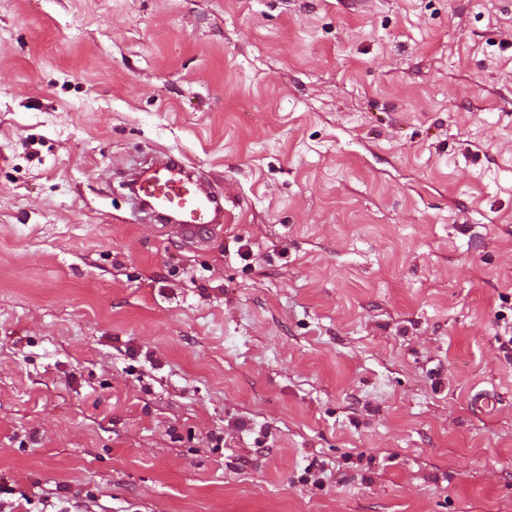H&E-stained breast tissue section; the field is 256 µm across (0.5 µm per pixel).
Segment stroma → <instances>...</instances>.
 <instances>
[{"mask_svg":"<svg viewBox=\"0 0 512 512\" xmlns=\"http://www.w3.org/2000/svg\"><path fill=\"white\" fill-rule=\"evenodd\" d=\"M510 336L512 0H0V512H512ZM170 159L141 181L139 194L155 202L157 209L151 212L162 228L174 226L183 238L202 244L208 231L224 222L222 190L195 179L187 157ZM168 212L178 214L179 222L163 220L161 214Z\"/></svg>","mask_w":512,"mask_h":512,"instance_id":"obj_1","label":"stroma"}]
</instances>
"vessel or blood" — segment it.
<instances>
[{
  "instance_id": "obj_1",
  "label": "vessel or blood",
  "mask_w": 512,
  "mask_h": 512,
  "mask_svg": "<svg viewBox=\"0 0 512 512\" xmlns=\"http://www.w3.org/2000/svg\"><path fill=\"white\" fill-rule=\"evenodd\" d=\"M139 194L153 200L158 213L178 214V232L192 242L203 243L208 231L224 221L221 190L195 179L192 163L184 156L161 163L141 181Z\"/></svg>"
}]
</instances>
